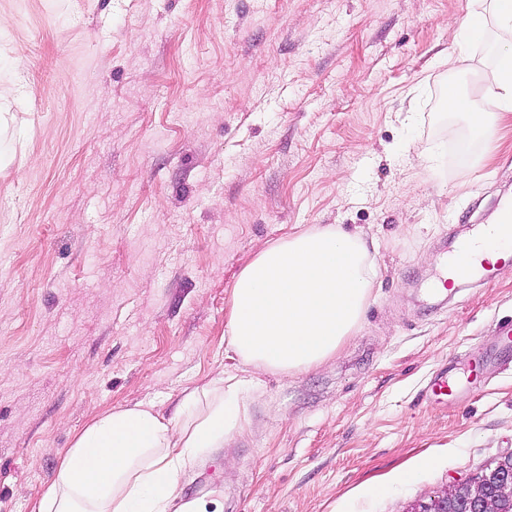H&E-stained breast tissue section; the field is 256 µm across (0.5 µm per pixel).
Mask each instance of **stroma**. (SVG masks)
<instances>
[{
  "label": "stroma",
  "instance_id": "stroma-1",
  "mask_svg": "<svg viewBox=\"0 0 512 512\" xmlns=\"http://www.w3.org/2000/svg\"><path fill=\"white\" fill-rule=\"evenodd\" d=\"M472 0H0V512H33L76 435L130 402L247 376L228 344L258 245L334 224L376 277L336 355L258 373L241 427L179 480L224 512H411L512 454V265L430 290L512 200ZM454 403L424 397L447 368Z\"/></svg>",
  "mask_w": 512,
  "mask_h": 512
}]
</instances>
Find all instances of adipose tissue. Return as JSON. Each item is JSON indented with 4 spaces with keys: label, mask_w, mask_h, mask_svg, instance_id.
I'll list each match as a JSON object with an SVG mask.
<instances>
[{
    "label": "adipose tissue",
    "mask_w": 512,
    "mask_h": 512,
    "mask_svg": "<svg viewBox=\"0 0 512 512\" xmlns=\"http://www.w3.org/2000/svg\"><path fill=\"white\" fill-rule=\"evenodd\" d=\"M475 32L491 37L495 66L483 94L495 109L477 108L453 84L444 107L467 114L474 134L487 140L500 115L512 112V0H477L452 38L460 44ZM374 275L363 238L337 227L262 245L233 288L229 344L258 372L288 375L319 366L359 326ZM248 386L220 377L185 391L191 416L179 426L142 402L96 417L74 439L36 512H169L179 477L239 426Z\"/></svg>",
    "instance_id": "adipose-tissue-1"
}]
</instances>
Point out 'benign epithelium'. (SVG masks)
Returning a JSON list of instances; mask_svg holds the SVG:
<instances>
[{
    "label": "benign epithelium",
    "instance_id": "obj_1",
    "mask_svg": "<svg viewBox=\"0 0 512 512\" xmlns=\"http://www.w3.org/2000/svg\"><path fill=\"white\" fill-rule=\"evenodd\" d=\"M420 512H512V455L489 472L450 486Z\"/></svg>",
    "mask_w": 512,
    "mask_h": 512
}]
</instances>
